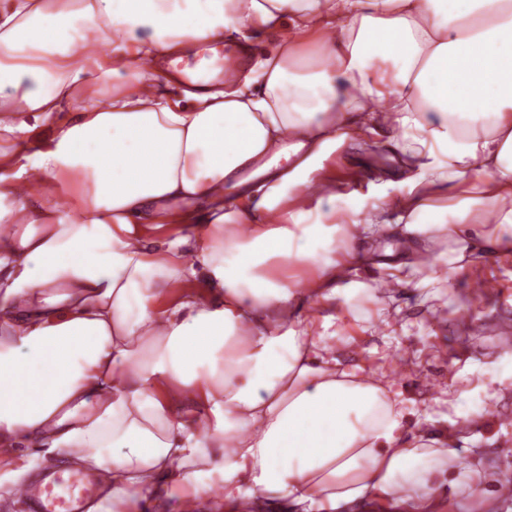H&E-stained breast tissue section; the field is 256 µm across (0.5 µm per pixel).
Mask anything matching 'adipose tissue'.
I'll use <instances>...</instances> for the list:
<instances>
[{"label": "adipose tissue", "instance_id": "obj_1", "mask_svg": "<svg viewBox=\"0 0 512 512\" xmlns=\"http://www.w3.org/2000/svg\"><path fill=\"white\" fill-rule=\"evenodd\" d=\"M282 26L223 88L158 95V58ZM382 125L422 175L333 209L324 161ZM435 197L450 221L418 222ZM389 210L419 242L400 284L512 241V0H0V447L92 462L117 495L152 496L165 473L211 512L272 494L293 512H425L455 450L401 446V401L337 370L296 315L298 274L311 299L353 293L361 259L336 236L389 229ZM187 224L191 252L169 233Z\"/></svg>", "mask_w": 512, "mask_h": 512}]
</instances>
